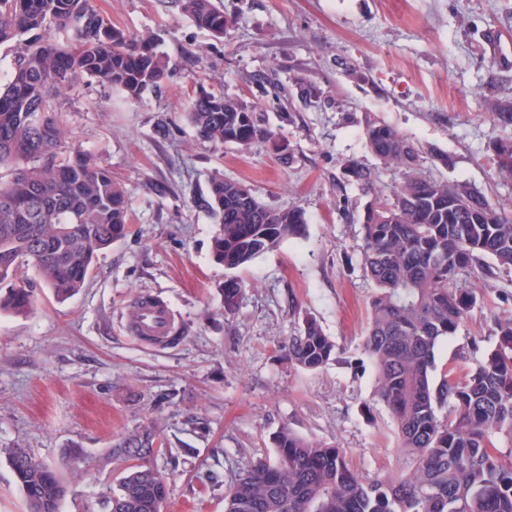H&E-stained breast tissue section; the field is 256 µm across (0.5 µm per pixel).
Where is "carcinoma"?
I'll use <instances>...</instances> for the list:
<instances>
[{
  "mask_svg": "<svg viewBox=\"0 0 512 512\" xmlns=\"http://www.w3.org/2000/svg\"><path fill=\"white\" fill-rule=\"evenodd\" d=\"M175 3L198 28L224 36L215 0ZM3 44L13 48L14 63L0 82V170L8 172L0 175V312L25 313L33 288L22 267L66 299L130 224L126 191L112 171L59 151L62 115L52 108L53 91L87 76L135 102L161 87L168 67L150 41L113 25L92 0H0ZM187 115L217 147L264 141L287 154L288 145L261 127L248 105L222 92L190 98ZM491 116L511 126L512 104L495 105ZM363 136L381 164L399 173L391 195L376 196L363 217L361 252L374 294L362 354L375 370L374 398L394 419L405 466L367 479L344 449L284 425L274 458L258 460L228 486L224 512H512V318L497 322L498 347L457 379L436 364L439 341L455 335L477 303L463 276L512 271V213L474 188L424 176L420 150L394 127L368 116ZM488 162L512 178V142L496 143ZM344 175L377 193L374 170L350 161ZM197 207L218 225L211 253L229 271L222 293L231 314L244 291L233 271L303 236L305 212L268 207L219 173ZM284 351L292 366L317 371L335 358L336 344L309 317ZM157 444L159 435L146 430L128 437L124 449L147 457ZM9 463L27 512H60L68 489L55 469L24 448L10 449ZM167 495L162 472L133 465L108 497V512H162Z\"/></svg>",
  "mask_w": 512,
  "mask_h": 512,
  "instance_id": "obj_1",
  "label": "carcinoma"
}]
</instances>
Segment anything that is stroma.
<instances>
[{
  "mask_svg": "<svg viewBox=\"0 0 512 512\" xmlns=\"http://www.w3.org/2000/svg\"><path fill=\"white\" fill-rule=\"evenodd\" d=\"M216 39L173 0H94L96 9L168 61L159 93L129 103L83 79L54 96L62 151L109 168L127 190L131 230L98 254L88 284L60 301L37 289L27 314L0 313V512H25L8 449L24 448L68 487L60 512H106L132 460L108 457L125 437L156 428L163 449L147 466L168 476L164 512H224V492L250 463L272 457L284 426L348 452L368 478L404 465L388 411L371 401L360 368L374 292L360 245L370 200L343 175L374 169L390 194L399 180L362 136L366 116L420 147L425 176L465 184L512 211V179L488 157L512 139L495 103L512 102V0H217ZM313 86L312 104L294 98ZM224 92L251 106L287 144L216 148L187 119L190 97ZM169 124L160 137L157 124ZM248 185L272 207L301 206L306 233L239 270L245 291L224 312L225 270L211 256L217 229L193 204L213 174ZM165 193H158V186ZM477 304L437 364L472 367L512 317V273L471 274ZM164 300L181 329L164 345L129 331L139 297ZM313 317L341 352L318 371L289 367L281 351Z\"/></svg>",
  "mask_w": 512,
  "mask_h": 512,
  "instance_id": "1",
  "label": "stroma"
}]
</instances>
